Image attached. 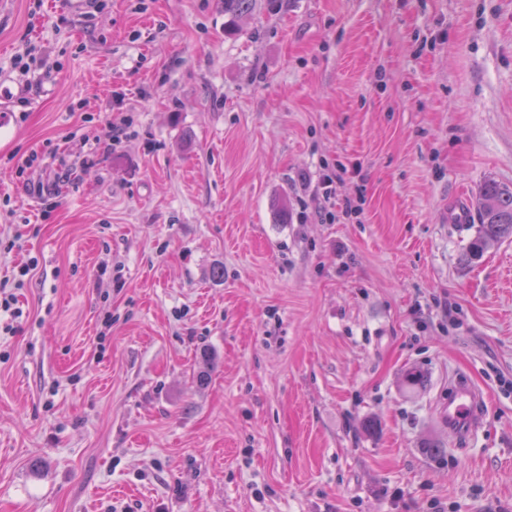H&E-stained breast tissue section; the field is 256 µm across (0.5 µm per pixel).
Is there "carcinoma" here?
I'll use <instances>...</instances> for the list:
<instances>
[{
  "mask_svg": "<svg viewBox=\"0 0 512 512\" xmlns=\"http://www.w3.org/2000/svg\"><path fill=\"white\" fill-rule=\"evenodd\" d=\"M259 0H224V14L239 18L252 13ZM473 218L478 229L468 242L470 260L480 258L496 241L512 239V188L493 179L487 180L476 196Z\"/></svg>",
  "mask_w": 512,
  "mask_h": 512,
  "instance_id": "1",
  "label": "carcinoma"
}]
</instances>
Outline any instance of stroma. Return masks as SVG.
I'll list each match as a JSON object with an SVG mask.
<instances>
[{
  "label": "stroma",
  "instance_id": "1",
  "mask_svg": "<svg viewBox=\"0 0 512 512\" xmlns=\"http://www.w3.org/2000/svg\"><path fill=\"white\" fill-rule=\"evenodd\" d=\"M0 96V512H512V240L445 219L512 186V0H0ZM448 429L462 436L474 435L483 422V398L479 390L467 381L448 384V407L442 411Z\"/></svg>",
  "mask_w": 512,
  "mask_h": 512
}]
</instances>
